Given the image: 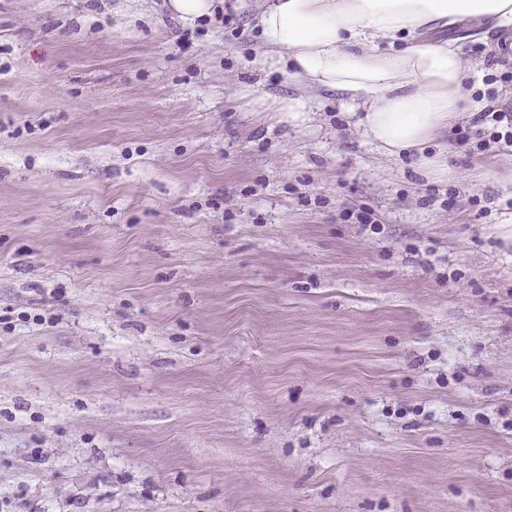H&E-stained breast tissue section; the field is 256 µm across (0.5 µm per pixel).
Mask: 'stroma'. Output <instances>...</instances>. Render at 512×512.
<instances>
[{"instance_id":"1","label":"stroma","mask_w":512,"mask_h":512,"mask_svg":"<svg viewBox=\"0 0 512 512\" xmlns=\"http://www.w3.org/2000/svg\"><path fill=\"white\" fill-rule=\"evenodd\" d=\"M261 6L0 0V512H512V146L385 155ZM169 11L185 22H194L197 19L212 14L214 0H166Z\"/></svg>"}]
</instances>
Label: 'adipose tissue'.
Segmentation results:
<instances>
[{
  "mask_svg": "<svg viewBox=\"0 0 512 512\" xmlns=\"http://www.w3.org/2000/svg\"><path fill=\"white\" fill-rule=\"evenodd\" d=\"M510 25L512 0H267L257 29L292 78L363 108L379 150L444 175L432 143L477 107L459 44Z\"/></svg>",
  "mask_w": 512,
  "mask_h": 512,
  "instance_id": "1",
  "label": "adipose tissue"
}]
</instances>
